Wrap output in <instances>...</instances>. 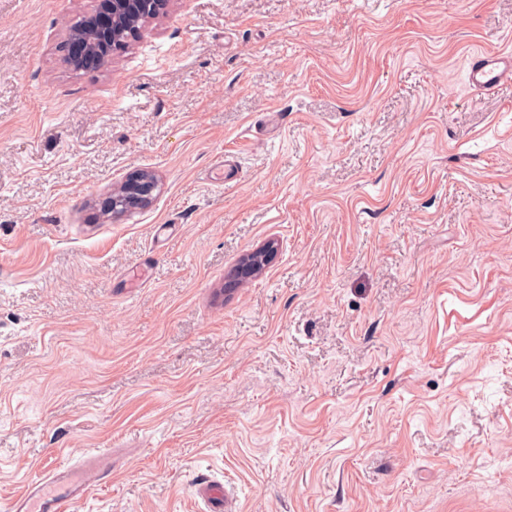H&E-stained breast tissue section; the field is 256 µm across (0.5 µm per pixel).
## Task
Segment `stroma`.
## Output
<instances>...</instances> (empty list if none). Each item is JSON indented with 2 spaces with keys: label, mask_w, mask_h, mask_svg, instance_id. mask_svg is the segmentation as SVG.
Instances as JSON below:
<instances>
[{
  "label": "stroma",
  "mask_w": 512,
  "mask_h": 512,
  "mask_svg": "<svg viewBox=\"0 0 512 512\" xmlns=\"http://www.w3.org/2000/svg\"><path fill=\"white\" fill-rule=\"evenodd\" d=\"M90 6L0 0V505L108 450L77 512H512V0H175L73 72ZM467 79L476 91L488 95L512 80V52H484L469 57ZM158 189V181L152 174L138 172L131 175L121 186L124 204L132 211L147 206ZM276 251L275 242L270 241L262 248L247 253L238 265L234 277L229 281L228 287L233 288L240 282L256 276L263 270V266L271 262ZM196 495L210 512H232L227 506V497L224 496V486L215 481L203 480L197 483Z\"/></svg>",
  "instance_id": "35a3bbf8"
}]
</instances>
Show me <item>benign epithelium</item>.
<instances>
[{
  "instance_id": "7a95c632",
  "label": "benign epithelium",
  "mask_w": 512,
  "mask_h": 512,
  "mask_svg": "<svg viewBox=\"0 0 512 512\" xmlns=\"http://www.w3.org/2000/svg\"><path fill=\"white\" fill-rule=\"evenodd\" d=\"M174 0H94V7L80 15L78 29L68 28L60 45L62 61L74 71L99 70L114 55L129 50L141 37L146 26L166 14ZM158 189L152 174L138 172L121 186L124 204L131 210L147 206ZM277 251L275 242L243 256L228 287L248 280L269 264Z\"/></svg>"
}]
</instances>
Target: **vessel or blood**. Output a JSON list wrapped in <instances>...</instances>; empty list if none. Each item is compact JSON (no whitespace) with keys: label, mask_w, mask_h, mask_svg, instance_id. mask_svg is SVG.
Wrapping results in <instances>:
<instances>
[{"label":"vessel or blood","mask_w":512,"mask_h":512,"mask_svg":"<svg viewBox=\"0 0 512 512\" xmlns=\"http://www.w3.org/2000/svg\"><path fill=\"white\" fill-rule=\"evenodd\" d=\"M467 79L476 91L488 95L507 80H512V52H484L469 57ZM112 470L107 453H90L80 462L57 467L43 480L28 484L23 493L6 507V512H75L89 490ZM196 495L209 512H226L227 498L222 484L198 482Z\"/></svg>","instance_id":"b4317fda"}]
</instances>
